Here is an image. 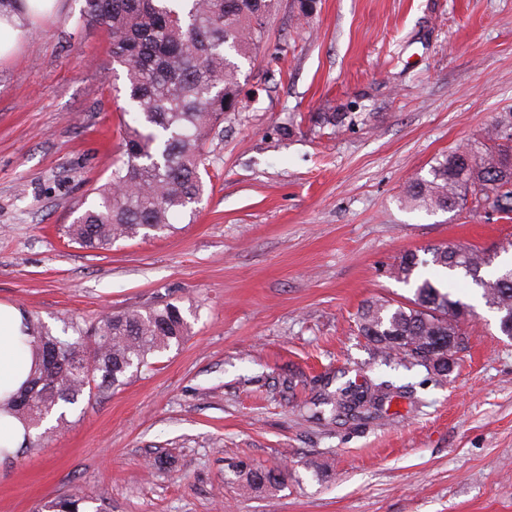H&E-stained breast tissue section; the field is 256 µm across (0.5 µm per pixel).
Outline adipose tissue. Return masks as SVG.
Masks as SVG:
<instances>
[{
    "label": "adipose tissue",
    "instance_id": "ef3b65f1",
    "mask_svg": "<svg viewBox=\"0 0 512 512\" xmlns=\"http://www.w3.org/2000/svg\"><path fill=\"white\" fill-rule=\"evenodd\" d=\"M59 0H16L0 9V55L20 45L28 31L23 19L55 11ZM35 367V361L23 332L21 311L13 305L0 304V399L18 390Z\"/></svg>",
    "mask_w": 512,
    "mask_h": 512
}]
</instances>
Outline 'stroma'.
I'll return each instance as SVG.
<instances>
[{"mask_svg":"<svg viewBox=\"0 0 512 512\" xmlns=\"http://www.w3.org/2000/svg\"><path fill=\"white\" fill-rule=\"evenodd\" d=\"M83 0L31 21L0 59V303L52 327L105 312L187 308L191 332L127 384L81 403L50 437L0 462V512L74 491L105 512H512V342L471 278L474 309L447 380L390 369L359 336L369 299L410 296L401 256L456 243L495 250L512 220L464 205L427 212L411 178L512 110V0H280L243 66L246 108L205 147L195 217L91 251L62 229L112 171L129 100ZM352 108L337 132L294 117ZM385 376L412 394L376 418H307L326 380ZM284 467L242 494L227 465Z\"/></svg>","mask_w":512,"mask_h":512,"instance_id":"1","label":"stroma"}]
</instances>
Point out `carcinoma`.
Returning a JSON list of instances; mask_svg holds the SVG:
<instances>
[{
	"instance_id": "obj_1",
	"label": "carcinoma",
	"mask_w": 512,
	"mask_h": 512,
	"mask_svg": "<svg viewBox=\"0 0 512 512\" xmlns=\"http://www.w3.org/2000/svg\"><path fill=\"white\" fill-rule=\"evenodd\" d=\"M276 0H84L83 27L108 31L110 57L126 68L130 109L122 112L120 159L107 182L95 189L97 201L66 226L68 241L90 250L110 251L119 240L166 234L178 212L194 217L206 192L204 147L216 134L224 114L245 108L241 97L242 62L265 42ZM356 112H318L309 118L319 129L341 128L358 121ZM499 143L477 149L459 146L435 160L425 176L412 179L407 202L426 211L463 206L505 217L512 214V156L502 141L512 142V111L498 117ZM424 259L402 255L395 278L414 283L405 302L367 301L358 314L367 341L390 359L387 337L404 339L403 355L428 367L424 351L432 336L459 333L469 306L455 297L445 279L424 277L429 265L452 274L462 271L483 289L486 305L512 312L511 275L492 279L481 270L493 263L484 250L461 244L429 247ZM36 368L0 411L21 419L27 428L50 433L44 421L61 408L92 400L99 392L127 383L149 360L182 344L190 331L184 310L169 302L159 307L112 312L84 330L64 326L55 333L34 315L23 314ZM387 380L364 386L347 382L335 390L323 385L311 401L330 407L329 420L371 415L392 391ZM247 494L275 491L288 476L281 468L258 469L244 463L230 471ZM102 496L74 492L50 500L40 512H104Z\"/></svg>"
}]
</instances>
